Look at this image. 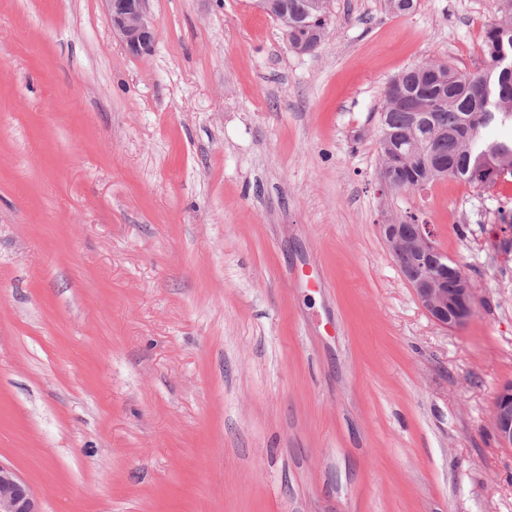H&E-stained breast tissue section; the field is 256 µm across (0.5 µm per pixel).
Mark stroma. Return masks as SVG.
<instances>
[{
	"mask_svg": "<svg viewBox=\"0 0 512 512\" xmlns=\"http://www.w3.org/2000/svg\"><path fill=\"white\" fill-rule=\"evenodd\" d=\"M0 0V464L42 512H512V178L381 191L383 90L484 66L497 0ZM469 279L435 323L380 233ZM106 1L112 28L126 50L138 57L151 54L157 39V29L145 10V0ZM280 11L266 12L282 25L293 50L311 54L318 50L331 25L330 0H275ZM493 429L503 448L512 447V382L498 388L493 404Z\"/></svg>",
	"mask_w": 512,
	"mask_h": 512,
	"instance_id": "obj_1",
	"label": "stroma"
}]
</instances>
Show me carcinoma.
<instances>
[{"instance_id": "cac0c4a2", "label": "carcinoma", "mask_w": 512, "mask_h": 512, "mask_svg": "<svg viewBox=\"0 0 512 512\" xmlns=\"http://www.w3.org/2000/svg\"><path fill=\"white\" fill-rule=\"evenodd\" d=\"M271 17L288 25V45L312 54L331 25L330 0H276ZM487 58L482 72L457 70L429 61L392 78L384 90L377 132L379 153L399 154L401 184L393 191H415L436 181L427 150L453 169L452 179L477 187L512 174V142L483 131L494 122H512V0H499V16L485 31Z\"/></svg>"}]
</instances>
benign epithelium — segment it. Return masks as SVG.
<instances>
[{"label":"benign epithelium","mask_w":512,"mask_h":512,"mask_svg":"<svg viewBox=\"0 0 512 512\" xmlns=\"http://www.w3.org/2000/svg\"><path fill=\"white\" fill-rule=\"evenodd\" d=\"M112 28L126 50L138 57L153 52L157 39L145 0H107ZM387 247L422 308L437 323L455 327L472 313V288L465 274L456 287L437 262L439 250L430 224L380 225ZM493 429L502 448L512 447V382L498 388L493 404ZM0 512H40L28 484L0 464Z\"/></svg>","instance_id":"7a95c632"}]
</instances>
